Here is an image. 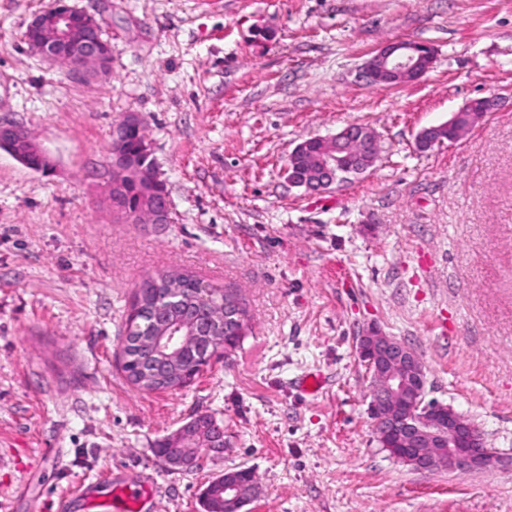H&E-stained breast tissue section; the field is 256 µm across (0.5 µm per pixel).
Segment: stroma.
<instances>
[{
  "label": "stroma",
  "instance_id": "stroma-1",
  "mask_svg": "<svg viewBox=\"0 0 512 512\" xmlns=\"http://www.w3.org/2000/svg\"><path fill=\"white\" fill-rule=\"evenodd\" d=\"M53 0H0V123L50 155L0 150V503L56 512L67 490L147 483L144 512H203L237 466L243 512H512V465L422 472L391 459L369 414L356 338L409 345L428 398L512 454V0H73L100 14L109 72L73 79L24 40ZM430 44L418 81L361 78L384 43ZM500 105L427 151L424 127ZM141 113L170 199L166 224L108 207L112 125ZM358 124L382 151L311 194L289 184L305 140ZM177 270L238 290L246 335L176 390L126 379L119 336L136 286ZM316 371L321 394L299 392ZM224 452L171 470L150 452L192 414ZM0 149L7 151L25 167L46 172L52 165L46 153L32 140L27 128L19 123L0 124Z\"/></svg>",
  "mask_w": 512,
  "mask_h": 512
}]
</instances>
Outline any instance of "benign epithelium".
<instances>
[{
  "label": "benign epithelium",
  "mask_w": 512,
  "mask_h": 512,
  "mask_svg": "<svg viewBox=\"0 0 512 512\" xmlns=\"http://www.w3.org/2000/svg\"><path fill=\"white\" fill-rule=\"evenodd\" d=\"M99 23L101 18L96 15L66 0H56L52 7L33 16L26 28L25 42L43 60L68 66L78 78H89L107 72L111 64V57L101 49L96 29ZM434 59L435 50L429 44L392 41L365 63L363 78L368 85L379 87L412 83L429 71ZM497 106L498 99L494 97L471 99L448 122L422 129L416 142L420 144L428 137L430 143L442 145L445 140L436 133L445 128L454 130L448 135V141L453 142ZM142 122L139 113L128 112L112 126L109 203L113 214L133 224H166L170 211L167 190L159 175L146 172L128 149L132 136L142 130ZM326 141L327 156L319 161L315 179L309 182L293 172L288 175L291 185L317 194L331 189L352 168L349 147L355 141L368 144L357 157L363 167L373 166L379 158L378 136L358 125L328 136ZM0 149L35 172L44 173L51 168L49 157L22 124H0ZM132 186L143 202L140 212H132L126 206L127 190ZM162 340L167 366L174 367L181 361L184 346L194 337L185 335L180 325L168 323ZM357 351L372 377L370 411L376 439L398 436L404 441L402 448L386 449L395 461L416 471H434L439 469L444 449L446 469L451 472L469 473L506 462L512 464V457L492 447L478 424L449 405L427 399L424 365L406 343L371 325L358 336ZM165 441L177 452L171 465L193 468L206 454L224 450V429L203 426L194 415Z\"/></svg>",
  "instance_id": "1"
}]
</instances>
